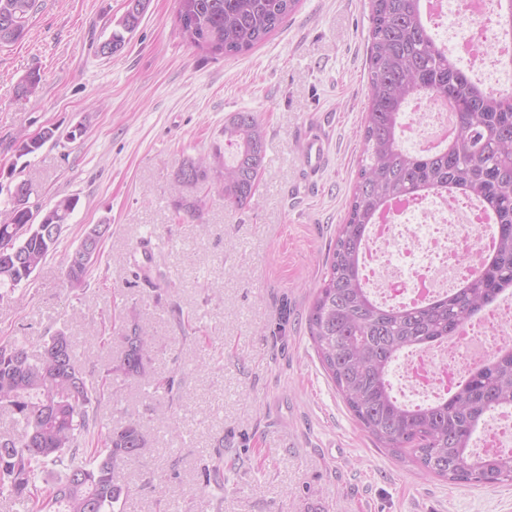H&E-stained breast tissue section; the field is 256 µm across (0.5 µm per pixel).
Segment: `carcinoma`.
I'll list each match as a JSON object with an SVG mask.
<instances>
[{"mask_svg":"<svg viewBox=\"0 0 512 512\" xmlns=\"http://www.w3.org/2000/svg\"><path fill=\"white\" fill-rule=\"evenodd\" d=\"M177 25L190 46L234 56L263 42L296 9L300 0H176ZM148 0H131L112 28V52L121 50L139 27ZM36 0H0V44L24 38ZM367 70L370 88L363 153L345 223L327 260L322 286L308 323L317 355L359 427L377 447L417 464L428 476L452 482H512V453L470 451L485 416L512 408V348L473 366L446 396L407 405L395 395L391 369L409 351L460 339L463 329L512 292V90L492 92L438 42L422 0H371ZM439 94L458 122L451 147L433 152L405 146L403 120L409 102ZM231 162L194 163L193 178L239 209L254 192L263 166L265 130L253 112L224 121ZM450 191L475 197L494 215L493 251L475 259L477 273L462 286L428 303H379L365 284L361 258L369 226L392 201L425 192ZM78 204L68 196L34 210L11 206L0 219V242L13 255L0 259V289L12 292L27 282L56 248L63 225ZM104 236L84 234L69 256L65 279L82 288L98 260ZM3 292V293H5ZM0 292V297L3 296ZM119 371L173 393L175 380H156L147 371L156 336L133 322L122 336ZM97 392L89 384L65 332L49 336L36 356L12 343L0 346V407L18 426L0 438V493L23 512H123L129 491L116 482L120 466L145 447L142 426L112 429L104 450L84 465L74 464L79 436L87 429L88 405ZM44 475L45 487L36 485Z\"/></svg>","mask_w":512,"mask_h":512,"instance_id":"cac0c4a2","label":"carcinoma"}]
</instances>
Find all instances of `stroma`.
I'll use <instances>...</instances> for the list:
<instances>
[{"mask_svg":"<svg viewBox=\"0 0 512 512\" xmlns=\"http://www.w3.org/2000/svg\"><path fill=\"white\" fill-rule=\"evenodd\" d=\"M125 0H37L25 37L0 45V210L18 181L44 205L79 202L57 247L27 284L0 297V345L39 353L67 332L89 382L96 424L88 450L113 428L140 422L146 445L117 473L124 512H512V483L470 484L424 475L376 448L324 372L308 311L352 197L368 106L370 0H300L253 50L221 57L191 48L175 0H149L124 49L98 53ZM39 72L42 89L18 84ZM256 113L263 168L240 209L205 189L175 191L190 159L221 154L224 120ZM333 119L328 169L302 179L298 138ZM84 124L76 139L16 152L20 136ZM201 200V217L177 221ZM108 223L87 284L65 268L84 231ZM169 285L132 274L140 243ZM189 320L181 328L172 315ZM159 339L149 370L174 377L177 395L109 372L131 322ZM224 469V482L204 471Z\"/></svg>","mask_w":512,"mask_h":512,"instance_id":"stroma-1","label":"stroma"}]
</instances>
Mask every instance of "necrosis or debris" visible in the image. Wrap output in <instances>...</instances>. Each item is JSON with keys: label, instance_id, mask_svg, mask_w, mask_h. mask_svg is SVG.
<instances>
[{"label": "necrosis or debris", "instance_id": "4bbe7bcc", "mask_svg": "<svg viewBox=\"0 0 512 512\" xmlns=\"http://www.w3.org/2000/svg\"><path fill=\"white\" fill-rule=\"evenodd\" d=\"M434 2L439 15L462 23L451 34L461 59L487 89L497 90L501 79L487 68V54L473 50L474 45H486L499 27L491 0H477L479 7L473 11L462 10L458 0ZM487 248L486 224L474 222L470 210L458 208L448 194L426 193L400 204L390 217L371 226L362 269L367 287L381 301L408 304L456 288L472 270L473 258ZM484 318L482 333L472 336L467 346L420 352L405 363L404 385L412 396L435 400L467 370L473 352L512 346V299L487 310Z\"/></svg>", "mask_w": 512, "mask_h": 512}]
</instances>
